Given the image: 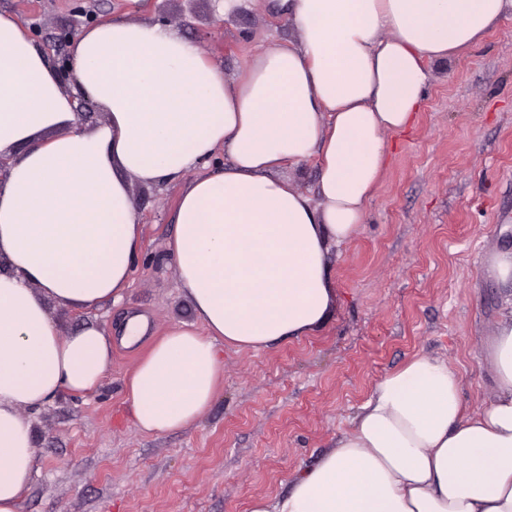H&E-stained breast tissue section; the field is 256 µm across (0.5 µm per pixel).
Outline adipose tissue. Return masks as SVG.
I'll list each match as a JSON object with an SVG mask.
<instances>
[{
	"instance_id": "adipose-tissue-1",
	"label": "adipose tissue",
	"mask_w": 512,
	"mask_h": 512,
	"mask_svg": "<svg viewBox=\"0 0 512 512\" xmlns=\"http://www.w3.org/2000/svg\"><path fill=\"white\" fill-rule=\"evenodd\" d=\"M298 41L253 53L229 80L178 29L115 16L72 45L76 91L107 113L78 123L50 58L0 14V512H20L37 449L24 409L90 393L111 331L58 332L49 303L120 300L141 243L130 179H186L170 243L203 331L171 327L128 384L134 424L162 434L210 406L222 349L322 329L333 246L365 223L386 136L423 101L425 61L481 40L512 0H277ZM75 91V92H76ZM229 164L207 166L216 154ZM316 161L314 193L283 177ZM495 393L466 411L445 360L386 374L312 469L251 512H512V312L487 342Z\"/></svg>"
}]
</instances>
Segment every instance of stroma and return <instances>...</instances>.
I'll list each match as a JSON object with an SVG mask.
<instances>
[{
    "label": "stroma",
    "mask_w": 512,
    "mask_h": 512,
    "mask_svg": "<svg viewBox=\"0 0 512 512\" xmlns=\"http://www.w3.org/2000/svg\"><path fill=\"white\" fill-rule=\"evenodd\" d=\"M51 61L59 37L124 14L177 28L231 79L269 38L294 31L269 0L225 16L221 0H0ZM413 128L387 135L390 161L365 224L332 252L340 301L320 331L268 347L224 351L218 393L189 427L139 432L127 382L172 326L199 327L167 244L180 187L133 183L140 250L119 304L54 305L61 335L89 322L117 329L149 319L131 347L113 342L100 387L61 391L25 412L35 430L37 473L21 512H250L258 497L286 494L314 467L388 372L411 357L446 360L469 408L493 381L482 348L508 292L486 271L512 247V17L459 57L429 68Z\"/></svg>",
    "instance_id": "35a3bbf8"
}]
</instances>
